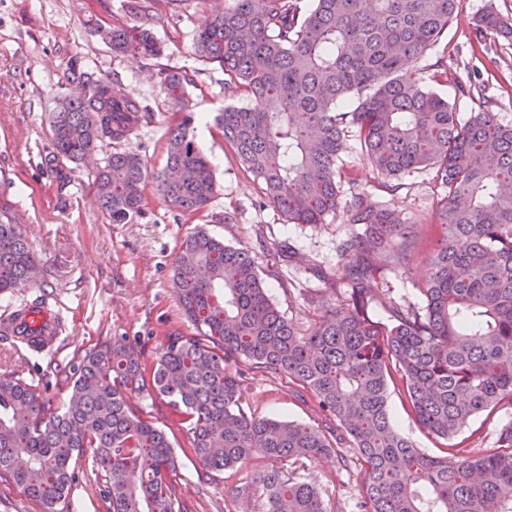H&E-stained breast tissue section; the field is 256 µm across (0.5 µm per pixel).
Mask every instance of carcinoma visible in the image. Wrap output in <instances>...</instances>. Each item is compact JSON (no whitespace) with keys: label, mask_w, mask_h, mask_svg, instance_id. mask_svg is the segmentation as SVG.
I'll list each match as a JSON object with an SVG mask.
<instances>
[{"label":"carcinoma","mask_w":512,"mask_h":512,"mask_svg":"<svg viewBox=\"0 0 512 512\" xmlns=\"http://www.w3.org/2000/svg\"><path fill=\"white\" fill-rule=\"evenodd\" d=\"M228 0L195 37L198 57L224 70V88L250 104L217 116L224 141L260 181L290 224H321L340 205L336 162L353 138L372 171L388 177L430 169L443 189L442 228L419 289L420 308L375 295L383 255H413L399 216L356 196L349 221L362 232L342 245L349 288L315 328L298 330L270 297L248 251L204 230L176 258L178 299L197 336H175L146 381L125 338L86 352L63 407L53 411L31 385L0 377V476L52 506L66 500L78 459L104 473L112 512H182L165 431L142 417L130 396L147 389L184 416L194 457L222 473L255 455L271 463L257 486L266 512H327L306 463L336 452L317 427L246 413L228 364L299 382L351 439L360 464L358 512H512V420L481 453L452 443L476 416L512 412V125L484 107L460 121L456 106L424 86L410 63L433 48L462 0ZM477 42L512 36L488 5L473 22ZM112 50L155 56L141 26L109 31ZM168 98L183 112L171 130L165 169L155 176L171 206L204 208L216 191L194 141L186 106L189 79L166 71ZM143 107L107 78L50 113L52 151L78 164L105 141L130 138ZM149 178L139 154L114 152L96 181L114 224L142 214ZM37 268L21 228L0 223V293L26 287ZM379 301L393 322L372 318ZM398 377L417 421L450 442L453 463L427 455L392 424L388 380Z\"/></svg>","instance_id":"cac0c4a2"}]
</instances>
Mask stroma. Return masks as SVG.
Here are the masks:
<instances>
[{"label":"stroma","instance_id":"stroma-1","mask_svg":"<svg viewBox=\"0 0 512 512\" xmlns=\"http://www.w3.org/2000/svg\"><path fill=\"white\" fill-rule=\"evenodd\" d=\"M127 0H0V222L19 225L39 260L38 276L26 288L0 293V318L41 298L59 323L57 341L35 351L10 336H0V376L31 385L53 407L64 404L73 370L87 351L125 337L145 371H153L171 337L195 334L173 284L175 260L183 240L205 229L225 244L255 256L273 300L293 325L311 331L326 307L336 302L334 287L344 275L340 246L358 225L345 211L355 194L383 202L403 223L412 225L422 245L410 262L399 254L385 258L388 274L370 287L401 305H417L418 289L429 272V247L440 231L436 219L440 189L431 170L400 178L397 191L385 189L384 177L365 164L354 140L339 153L341 207L320 224H291L265 196L235 149L224 140L215 118L225 106L247 105L240 94L224 91V71L193 52L197 31L224 0H182L171 10L167 0H140L142 10H126ZM512 19V0H463V9L439 43L413 64L424 85L455 102L460 119L481 106L512 123V37L488 36L473 43L472 22L487 4ZM151 29L161 53L143 57L113 52L102 30L121 26ZM447 75L436 81V66ZM187 73L186 87L197 124L194 138L208 157L216 192L200 211L189 214L168 205L155 184L144 192L143 213L125 224L112 223L97 200L94 177L115 152L133 151L149 173L167 160L169 132L182 115L167 98L158 72ZM105 77L144 106L134 135L121 143L105 142L89 162L59 160L49 169V114L64 95L80 96L85 78ZM471 79L470 96H459L456 83ZM240 376L246 412L296 420L320 427L328 439L345 435L335 419L319 409L312 393L283 374L231 365ZM133 406L166 431L177 459V492L185 512H264L260 496L234 500L232 488L253 482L266 469L255 457L221 474L202 469L190 450L183 418L161 396L133 395ZM389 410L395 427L424 453L446 456L444 440L416 421L400 386H392ZM323 490L327 512H357L362 495L357 462L338 455L308 464ZM70 495L56 512H110L103 477L83 459L74 470Z\"/></svg>","mask_w":512,"mask_h":512}]
</instances>
